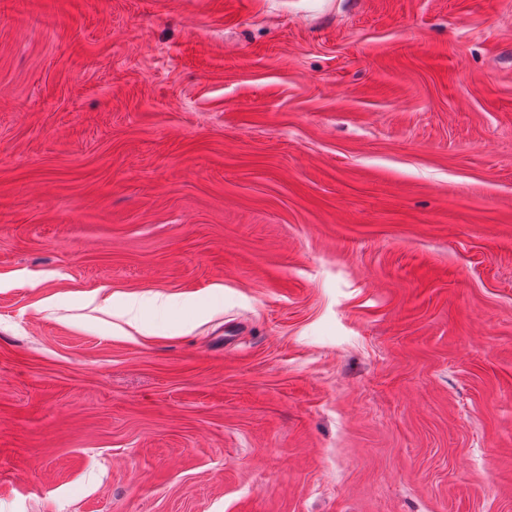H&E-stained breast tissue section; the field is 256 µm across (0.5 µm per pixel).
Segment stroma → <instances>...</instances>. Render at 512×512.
I'll list each match as a JSON object with an SVG mask.
<instances>
[{"label": "stroma", "instance_id": "obj_1", "mask_svg": "<svg viewBox=\"0 0 512 512\" xmlns=\"http://www.w3.org/2000/svg\"><path fill=\"white\" fill-rule=\"evenodd\" d=\"M0 512H512V0H0Z\"/></svg>", "mask_w": 512, "mask_h": 512}]
</instances>
